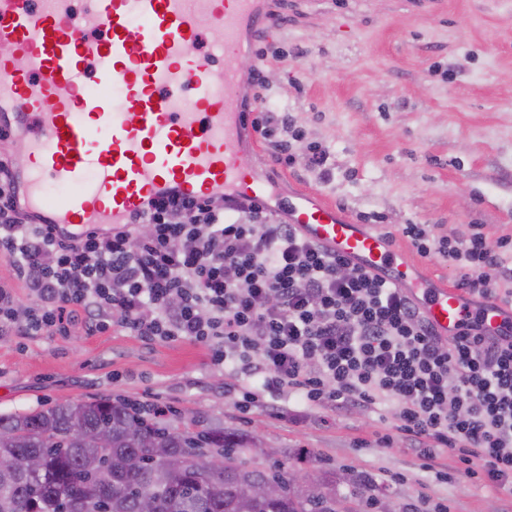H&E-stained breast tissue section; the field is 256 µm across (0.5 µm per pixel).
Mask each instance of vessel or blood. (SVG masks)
<instances>
[{"label":"vessel or blood","instance_id":"obj_1","mask_svg":"<svg viewBox=\"0 0 512 512\" xmlns=\"http://www.w3.org/2000/svg\"><path fill=\"white\" fill-rule=\"evenodd\" d=\"M276 23L258 0H86L79 17L71 0H0V125L28 137L26 208L50 210L55 234L69 236L123 223L162 193L264 202L268 184L248 163L257 137L236 58ZM211 28L224 31L214 51L205 46ZM57 174L76 191L52 205L44 183ZM288 221L402 288L440 335L477 313L490 329L512 319L510 309L474 310L454 286L423 279L390 235L353 223L317 192L290 199Z\"/></svg>","mask_w":512,"mask_h":512}]
</instances>
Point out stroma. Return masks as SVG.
<instances>
[{
	"label": "stroma",
	"mask_w": 512,
	"mask_h": 512,
	"mask_svg": "<svg viewBox=\"0 0 512 512\" xmlns=\"http://www.w3.org/2000/svg\"><path fill=\"white\" fill-rule=\"evenodd\" d=\"M277 2L284 23L242 58L244 72L264 70L252 112L288 118L275 137L294 164L268 143L252 158L272 184V210L302 186L392 234L479 224L489 246L512 237V0ZM312 145L328 151L326 171L308 166ZM227 382L210 349L189 341L148 343L118 327L90 336L78 323L65 336L0 335V412L63 399L157 403L173 425L197 416L257 437L265 464L324 473L350 512H379L387 499L408 512L421 494L448 512H512V497L466 476L457 458H442L444 481L409 441L379 447L390 407L314 408L296 424L264 403L242 412ZM350 476L372 479L365 496L351 495Z\"/></svg>",
	"instance_id": "1"
}]
</instances>
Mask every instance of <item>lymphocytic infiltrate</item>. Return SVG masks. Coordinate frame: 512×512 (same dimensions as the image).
Segmentation results:
<instances>
[{"label": "lymphocytic infiltrate", "instance_id": "1", "mask_svg": "<svg viewBox=\"0 0 512 512\" xmlns=\"http://www.w3.org/2000/svg\"><path fill=\"white\" fill-rule=\"evenodd\" d=\"M25 211L12 162L0 159V335H88L120 327L148 341H191L233 377L242 411L393 410L397 433L427 462L449 454L512 496V324L481 318L438 335L417 304L378 274L332 253L254 203L225 196L151 200L123 225L58 237ZM400 232L424 258L459 273L465 296L512 307V239L491 250L481 225L465 238L431 224ZM21 282L33 306L21 307Z\"/></svg>", "mask_w": 512, "mask_h": 512}]
</instances>
